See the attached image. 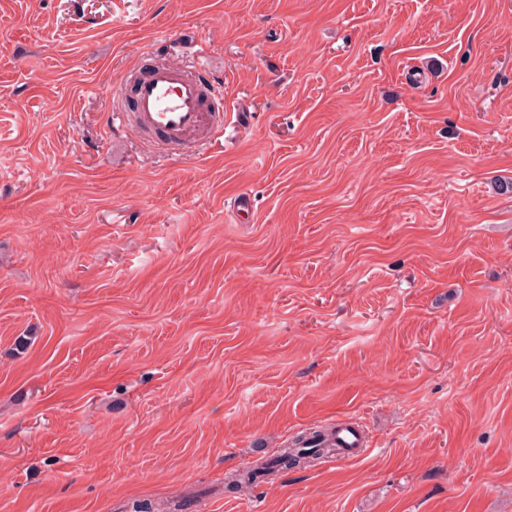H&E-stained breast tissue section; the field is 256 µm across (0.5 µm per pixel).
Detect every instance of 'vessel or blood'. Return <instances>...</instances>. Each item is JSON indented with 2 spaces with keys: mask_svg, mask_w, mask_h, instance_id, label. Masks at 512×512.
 Wrapping results in <instances>:
<instances>
[{
  "mask_svg": "<svg viewBox=\"0 0 512 512\" xmlns=\"http://www.w3.org/2000/svg\"><path fill=\"white\" fill-rule=\"evenodd\" d=\"M199 59L139 67L132 74V108L113 103L112 118L120 125L159 138L173 147L193 149L217 139L222 125L206 106L210 87ZM346 456L358 457L366 446L356 427L337 434Z\"/></svg>",
  "mask_w": 512,
  "mask_h": 512,
  "instance_id": "1",
  "label": "vessel or blood"
}]
</instances>
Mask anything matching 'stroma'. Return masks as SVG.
Segmentation results:
<instances>
[{
    "instance_id": "1",
    "label": "stroma",
    "mask_w": 512,
    "mask_h": 512,
    "mask_svg": "<svg viewBox=\"0 0 512 512\" xmlns=\"http://www.w3.org/2000/svg\"><path fill=\"white\" fill-rule=\"evenodd\" d=\"M201 45L220 140L113 128ZM506 182L512 0H0V512H512ZM337 437L341 442V448H346L341 452L343 457H359L365 452V435L358 428L342 425ZM320 437L321 434L318 430L307 432L306 434L299 437L296 441V445H301L298 446L301 448H292L290 451L284 450L271 462L264 464L260 468L255 467L247 470L241 475L240 480L247 485H252L258 480V478H260V476H266L268 473L276 469L279 470L293 468L307 462L308 458H313L314 456L317 458L323 457V455L320 454L328 450L327 448H318L321 447ZM310 454L313 456H309Z\"/></svg>"
}]
</instances>
